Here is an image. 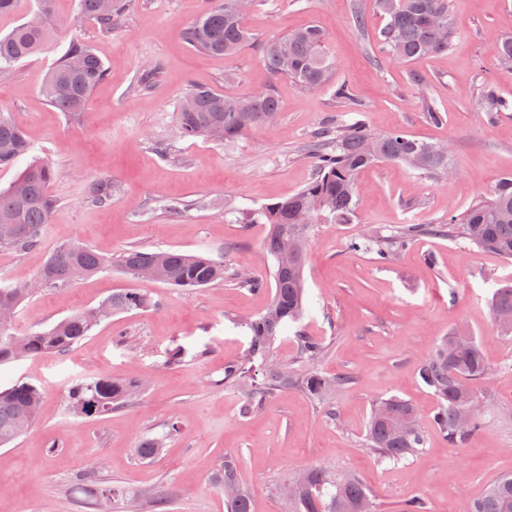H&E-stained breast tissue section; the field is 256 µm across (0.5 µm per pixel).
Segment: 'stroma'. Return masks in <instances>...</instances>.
I'll return each mask as SVG.
<instances>
[{
  "instance_id": "1",
  "label": "stroma",
  "mask_w": 512,
  "mask_h": 512,
  "mask_svg": "<svg viewBox=\"0 0 512 512\" xmlns=\"http://www.w3.org/2000/svg\"><path fill=\"white\" fill-rule=\"evenodd\" d=\"M209 5L132 0L122 27L104 36L79 14L77 0H57L50 43L0 79V112L12 115L37 156L55 167L50 191L58 204L39 248L0 250V285L31 282L67 241L108 257L132 247L220 254L234 269L271 278L274 262L262 248L266 227L241 218L311 180L304 146L330 121L357 117L376 133L400 130L447 143L448 173L436 180L377 163L359 175L349 223L312 225L299 330L327 346L318 371L351 378L325 402L288 389L260 415L241 414L240 393L224 386V361L248 348L236 319L262 312L271 294L231 279L192 290L148 285L157 308L105 320L66 353L0 366V388L28 381L43 393L32 427L0 447V512H93L94 493L112 485L125 492L112 512H154L149 495L163 487L172 493L170 512H226L213 477L228 455L239 461L253 512H286L273 487L309 466L358 476L379 512L413 495L427 499L429 512H459L512 474V338L500 336L488 306L498 284L512 280V261L457 233L421 237L391 265L351 243L402 224L447 223L450 213H462L512 176V112L490 118L480 100L488 82L512 99V74L495 61L499 42L512 37V0H449L456 35L448 51L407 63L381 45L386 20L375 0H261L246 16L252 42L226 56L197 51L183 37ZM310 25L323 29L334 63L333 84L324 89L273 76L263 64L264 43ZM75 38L90 45L107 76L82 118L71 121L41 88ZM153 62L160 68L149 87H138V73ZM340 83L347 97H336ZM195 87L229 96L269 91L278 114L262 131L230 142L183 139L176 111ZM430 105L445 123L426 119ZM100 178L112 181L106 206L87 194ZM134 285L115 266L64 289H43L19 307L13 331L48 328ZM458 326L478 338L491 375L479 388L485 430L454 447L432 425L436 401L417 368ZM177 348L183 355L171 360ZM134 371L145 386L132 405L98 418L69 410L71 379ZM389 396L418 408L427 435L422 451L399 464L378 462L365 445L372 405ZM162 434L161 455L141 459V441Z\"/></svg>"
}]
</instances>
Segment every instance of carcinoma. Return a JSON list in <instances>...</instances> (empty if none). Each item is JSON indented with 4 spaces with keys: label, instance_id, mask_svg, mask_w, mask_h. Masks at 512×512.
<instances>
[{
    "label": "carcinoma",
    "instance_id": "cac0c4a2",
    "mask_svg": "<svg viewBox=\"0 0 512 512\" xmlns=\"http://www.w3.org/2000/svg\"><path fill=\"white\" fill-rule=\"evenodd\" d=\"M55 0H38L41 24L22 23L0 37V75L15 62L41 50L51 39V18ZM129 0H112L102 10L101 0H78L79 13L97 21L103 34H110L125 15ZM229 0L217 4L188 26L183 36L195 49L224 56L239 51L253 40L244 18L230 12ZM386 24L381 43L400 62L448 50L454 36L449 0H378ZM501 70L512 72V38L502 40L496 51ZM267 70L291 79L304 88L329 85L333 62L324 51V33L312 25L270 40L263 46ZM106 69L92 48L80 39L69 43L49 71L41 92L51 107L76 120L85 111L93 89L105 78ZM189 105L177 112L181 137H203L227 141L265 128L278 111L270 92L256 93L224 104V95L199 87L187 96ZM481 100L487 112H512V101L501 96L493 83L484 85ZM33 151L24 129L0 112V168L14 167ZM315 165V177L296 194L248 213L249 224H266L263 249L274 260L285 254L294 258L286 268L275 265L274 294L265 311L241 322L247 329L249 347L242 359L224 361V386L244 392L243 412L264 409L279 391L292 388L313 401L344 387L346 376L330 378L315 368L325 352L319 340L295 332L299 367L281 363L273 354L277 336L299 321L305 296V248L314 224H344L350 219L359 186L358 174L381 161L401 162L432 177L448 171V156L438 145L413 139L401 131L377 134L362 120L325 126L308 143ZM55 177L52 164L34 158L5 189H0V249L26 253L41 243L57 202L49 192ZM88 197L99 205L112 201V182L97 180L88 187ZM480 249L512 260V177L501 179L488 196L472 203L446 224H405L389 236H374L352 246L373 251L376 260L389 264L411 241L436 232L449 235L455 229ZM117 265L135 279L144 266L155 267L157 281L173 288H206L230 275L224 258L188 255L177 250L123 251ZM112 266V260L78 242L59 245L39 271L49 288H61ZM30 297L25 286H0V304L19 308ZM102 305L112 314L145 310L155 305L139 289L112 293ZM491 316L512 313V282L496 289L490 300ZM94 309L82 310L53 326L14 336L0 327V365L47 353L66 352L81 342L98 324ZM418 375L436 398L433 424L452 445L464 444L484 428L477 385L489 378L490 369L477 338L453 330L440 339L420 363ZM141 387L133 373L123 379L104 375L78 378L68 388L69 408L82 416L94 417L124 408ZM41 404V392L30 382L16 383L0 390V447L24 434L34 422ZM426 436L418 424V410L410 402L391 396L373 404L367 427L366 448L382 461L399 463L424 447ZM164 447L160 438L144 440L137 448L144 460L158 457ZM300 482L286 481L275 488L288 512H376L373 495L354 476H338L320 467L302 471ZM224 492L227 512H252L251 496L239 475V463L232 456L214 476ZM467 512H512V475L494 482L485 494L468 504Z\"/></svg>",
    "mask_w": 512,
    "mask_h": 512
}]
</instances>
